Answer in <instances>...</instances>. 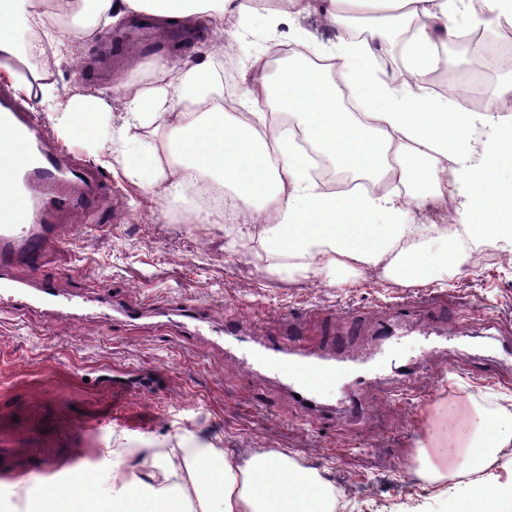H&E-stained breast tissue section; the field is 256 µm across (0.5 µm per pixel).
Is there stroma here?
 <instances>
[{"label": "stroma", "instance_id": "35a3bbf8", "mask_svg": "<svg viewBox=\"0 0 512 512\" xmlns=\"http://www.w3.org/2000/svg\"><path fill=\"white\" fill-rule=\"evenodd\" d=\"M131 26L98 28L84 40L82 61L61 63L52 80L60 97L84 88L100 93L120 126L122 101L113 92L120 81L140 82L129 53L149 61L164 53L173 61L210 63L213 34L201 30L191 43L174 31L148 40L128 39ZM308 40L335 42L322 14L289 18L276 34L256 22L239 59L270 53ZM31 112L50 126L52 139L112 180L117 192L108 207L83 223L69 225L60 250L35 271L32 280L54 282L61 293L92 299L79 316L51 314L36 307L19 318H0V407L18 418L38 414L44 423L70 420L76 433L64 436L55 470L46 474H0V512H11L12 494L24 490L26 505L64 487L81 472L99 493L111 494L117 449L147 448L178 453L209 445L228 458L281 451L316 470L342 495L337 512H450L470 491L466 478L433 481L422 476L417 448L437 409L466 403L489 413L512 405V358L501 349L512 340V255L480 247L479 261L449 273V285L403 286L382 270L347 271L341 284L320 277L296 284L270 278L276 256L259 239L227 248L226 227L239 211L224 210L219 224L185 220L191 204L165 183L145 184L154 166L172 168L176 157L164 134L143 132L127 153L98 144L66 140L52 125L53 114L39 102ZM468 187L457 184L446 202L435 199L411 207L407 224L467 223ZM118 297L140 305L145 318L127 322L101 315L97 301ZM197 305L212 322L243 324L248 335L282 339L288 317L305 319L309 343L332 344L344 337L365 310L404 307L406 336L398 343L399 362L423 358L394 397L397 365L361 364L366 388L350 391L331 383L319 396L325 411L312 414L266 371L249 368L235 338L197 335L171 323L179 303ZM316 311L307 319L308 311ZM116 370L147 373L152 385L112 392ZM356 393L363 415L338 410L341 398Z\"/></svg>", "mask_w": 512, "mask_h": 512}]
</instances>
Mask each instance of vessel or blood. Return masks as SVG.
<instances>
[{
  "mask_svg": "<svg viewBox=\"0 0 512 512\" xmlns=\"http://www.w3.org/2000/svg\"><path fill=\"white\" fill-rule=\"evenodd\" d=\"M113 188L107 178L52 141L45 125L15 99L9 85L0 86V312L17 314L42 305L59 310L78 308L75 299H61L50 284L28 283L21 273L41 264L62 244L61 229L74 214H93ZM396 312H377L370 322L380 341L382 360L395 356L399 329ZM302 328L286 341H266L251 352L253 365L271 370L314 404L322 384L337 381L351 362V350L336 347L322 356L303 348ZM58 441L45 434L37 419L17 427L9 413L0 414V470L21 473L31 464L51 470Z\"/></svg>",
  "mask_w": 512,
  "mask_h": 512,
  "instance_id": "vessel-or-blood-1",
  "label": "vessel or blood"
}]
</instances>
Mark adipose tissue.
Returning <instances> with one entry per match:
<instances>
[{"label": "adipose tissue", "instance_id": "ef3b65f1", "mask_svg": "<svg viewBox=\"0 0 512 512\" xmlns=\"http://www.w3.org/2000/svg\"><path fill=\"white\" fill-rule=\"evenodd\" d=\"M323 11L338 31L336 42L313 48L312 61L273 67L269 57L248 59L240 111H204L220 99L224 81L200 64H172L165 55L150 64L148 86L124 82L113 90L126 104L122 125L110 132L119 147L133 142L139 129L171 136L189 180L212 176L250 205L248 219L235 225L239 238H260L269 253L298 258L297 267H272V275L335 279L343 270L385 266L400 284L410 286L461 270L463 247L447 225L426 227L401 221L400 201L421 204L423 191L437 198L449 178L470 189V221L465 229L475 244L512 239V80L489 85L486 117L500 134L483 149L478 163L464 160L471 115L459 111L455 93L428 89L425 78L454 66L447 46L465 31L512 27V0H0V71L29 100L48 104L60 132L89 137L107 123V107L92 94L59 99L47 76L28 74L29 56L52 50L54 60L78 61L77 48L57 26L61 17L77 19L86 33L97 24L147 16L166 25L215 28L225 14L237 28L225 51L241 47L255 18L270 20ZM401 35L407 74L393 83L378 74L369 56L373 43ZM295 116L307 145L318 147L344 173H366L373 192L328 194L309 179L311 158L287 133L275 127L260 101ZM416 185L400 198L390 181ZM274 210L278 220L263 224L258 207ZM426 233L438 253L404 249V242ZM512 447V415L491 417L476 407L440 410L419 443L422 469L438 480L476 474L505 448ZM219 452L196 448L183 470L161 457L128 461L125 474L113 475L116 495L104 496L83 479L55 491L64 512H184L187 488L197 489L193 512H336L333 490L311 470L283 453H263L240 462L216 465ZM454 512H512V486L476 480Z\"/></svg>", "mask_w": 512, "mask_h": 512}]
</instances>
